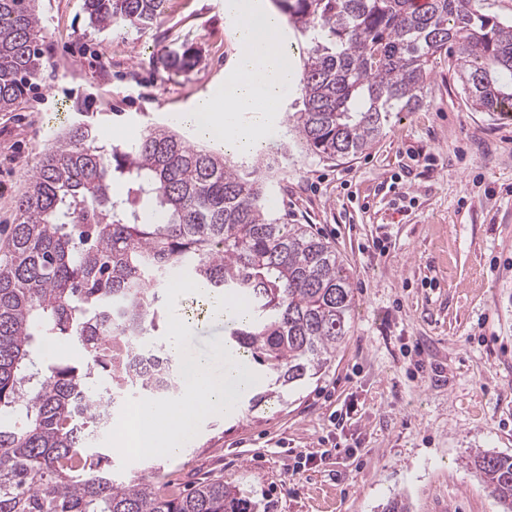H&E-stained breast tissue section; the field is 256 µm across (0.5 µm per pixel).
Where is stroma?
Listing matches in <instances>:
<instances>
[{
	"label": "stroma",
	"mask_w": 512,
	"mask_h": 512,
	"mask_svg": "<svg viewBox=\"0 0 512 512\" xmlns=\"http://www.w3.org/2000/svg\"><path fill=\"white\" fill-rule=\"evenodd\" d=\"M51 78L0 112V240L57 133L82 120L112 145L169 122L232 75V0H167L146 29L91 27L85 0H38ZM193 48L172 73L162 49ZM430 64L423 105L392 113L362 153L289 147L268 190L282 221L310 225L351 272L350 331L317 375L261 409L206 418L186 455L112 472L191 490L239 486L259 512H502L471 459L512 457V121L473 111L450 68ZM183 312L191 354L224 322Z\"/></svg>",
	"instance_id": "stroma-1"
}]
</instances>
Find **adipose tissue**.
<instances>
[{"mask_svg": "<svg viewBox=\"0 0 512 512\" xmlns=\"http://www.w3.org/2000/svg\"><path fill=\"white\" fill-rule=\"evenodd\" d=\"M282 16L273 10L246 9L234 31L239 53L233 78L224 92L201 100L177 121L193 125L202 140L221 141L248 153L264 137L267 120L295 80L292 64L280 44Z\"/></svg>", "mask_w": 512, "mask_h": 512, "instance_id": "obj_1", "label": "adipose tissue"}]
</instances>
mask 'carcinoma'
<instances>
[{"label": "carcinoma", "instance_id": "cac0c4a2", "mask_svg": "<svg viewBox=\"0 0 512 512\" xmlns=\"http://www.w3.org/2000/svg\"><path fill=\"white\" fill-rule=\"evenodd\" d=\"M37 0H0V112L44 81ZM304 39L303 109L290 132L308 154L347 158L369 147L392 112L424 101L428 66L456 48L467 103L512 109V23L473 0H274ZM99 29L152 25L166 0H85ZM193 65L166 52V67ZM270 165L189 143L154 126L109 148L94 126L58 133L16 201L0 243V512H257L235 485L203 481L162 497L145 477L116 478L90 447L104 429L96 375L112 399L127 387L177 398L173 355L137 344L167 321L170 270L248 299L230 319V352L287 388L317 374L348 335L353 295L336 251L307 224H286L266 204ZM123 179L126 194L112 195ZM70 340L83 356L40 361V340ZM473 465L512 512V457L478 452Z\"/></svg>", "mask_w": 512, "mask_h": 512}]
</instances>
